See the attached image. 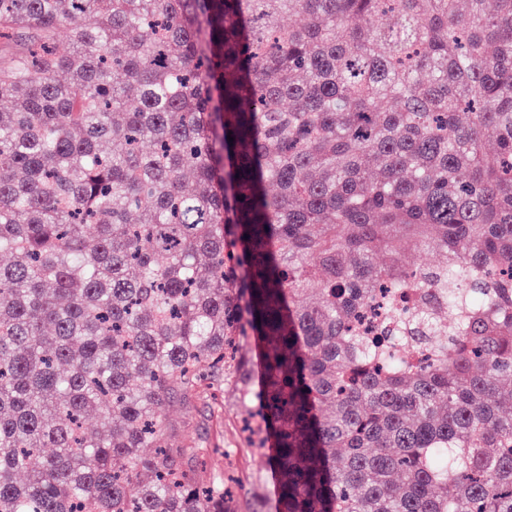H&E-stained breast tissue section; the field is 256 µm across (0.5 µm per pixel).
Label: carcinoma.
<instances>
[{
    "mask_svg": "<svg viewBox=\"0 0 512 512\" xmlns=\"http://www.w3.org/2000/svg\"><path fill=\"white\" fill-rule=\"evenodd\" d=\"M5 36L0 512H263L161 416L205 378L279 512H512V0H0ZM381 288L442 306L356 335Z\"/></svg>",
    "mask_w": 512,
    "mask_h": 512,
    "instance_id": "carcinoma-1",
    "label": "carcinoma"
}]
</instances>
